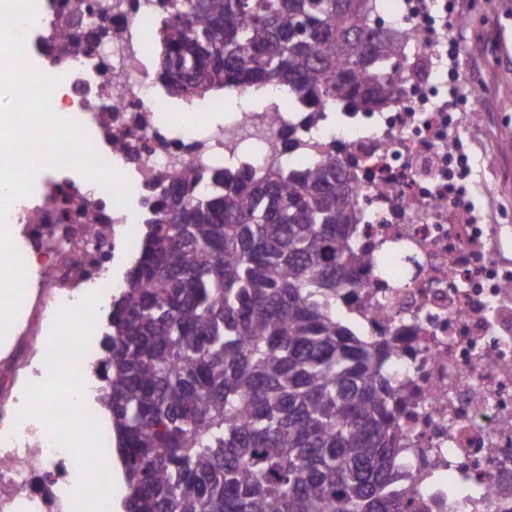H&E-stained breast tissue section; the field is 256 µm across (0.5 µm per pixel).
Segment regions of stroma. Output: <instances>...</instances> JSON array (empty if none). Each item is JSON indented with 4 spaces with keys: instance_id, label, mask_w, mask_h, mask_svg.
Here are the masks:
<instances>
[{
    "instance_id": "1",
    "label": "stroma",
    "mask_w": 512,
    "mask_h": 512,
    "mask_svg": "<svg viewBox=\"0 0 512 512\" xmlns=\"http://www.w3.org/2000/svg\"><path fill=\"white\" fill-rule=\"evenodd\" d=\"M463 19L457 32L454 73L460 84L483 86L487 94L473 112V177L490 194L475 197L480 215L512 206V0H453Z\"/></svg>"
}]
</instances>
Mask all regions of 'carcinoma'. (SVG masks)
Segmentation results:
<instances>
[{"mask_svg": "<svg viewBox=\"0 0 512 512\" xmlns=\"http://www.w3.org/2000/svg\"><path fill=\"white\" fill-rule=\"evenodd\" d=\"M176 98L276 88L335 111L396 91L399 37L369 0H162ZM352 176L191 169L147 200L105 333L125 512H413L385 341L336 316L362 261Z\"/></svg>", "mask_w": 512, "mask_h": 512, "instance_id": "cac0c4a2", "label": "carcinoma"}]
</instances>
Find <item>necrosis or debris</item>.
Instances as JSON below:
<instances>
[{"label":"necrosis or debris","instance_id":"1","mask_svg":"<svg viewBox=\"0 0 512 512\" xmlns=\"http://www.w3.org/2000/svg\"><path fill=\"white\" fill-rule=\"evenodd\" d=\"M45 2L25 54L58 78L52 111L78 115L129 204L64 175L7 218L29 276L24 316L0 353V512H75L81 489L105 503L120 492L86 457L112 446L98 319L126 285L145 192L194 167L260 174L332 151L355 176L353 243L367 255L336 313L395 349L385 371L407 402L401 464L412 493L433 512H512V211L479 224L458 205L484 185L458 149L466 122L443 63L457 29L448 0H376L374 20L401 38V91L368 112L315 111L274 89L173 101L153 74L159 0H88L80 15L73 0ZM62 366L74 388L30 410Z\"/></svg>","mask_w":512,"mask_h":512}]
</instances>
